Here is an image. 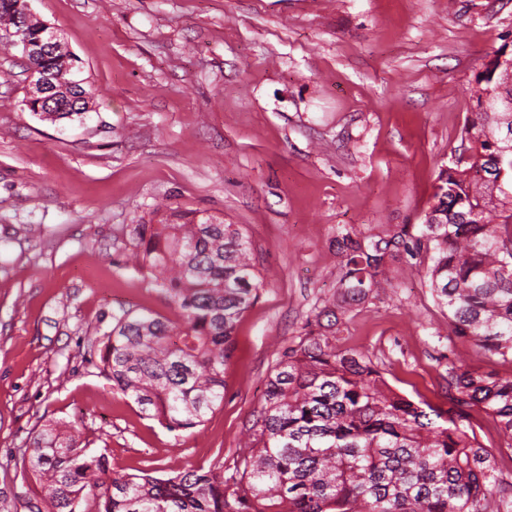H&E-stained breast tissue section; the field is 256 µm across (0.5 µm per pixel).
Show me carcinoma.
Here are the masks:
<instances>
[{"label": "carcinoma", "mask_w": 512, "mask_h": 512, "mask_svg": "<svg viewBox=\"0 0 512 512\" xmlns=\"http://www.w3.org/2000/svg\"><path fill=\"white\" fill-rule=\"evenodd\" d=\"M15 5L0 0L1 29L17 28ZM86 94L59 92L51 121L77 115ZM509 94L504 69L485 65L422 223L338 230L337 297L282 352L230 475L117 472L77 422L49 420L22 458L40 487L33 512H512V481L458 424L475 407L512 449V377L451 361L442 410L394 390L369 354L336 347L337 312L395 291L404 261L425 273L448 335L512 363V112L494 105ZM131 241L134 271L176 319L112 315L99 368L168 431L199 427L224 401L237 325L264 287L252 243L237 224L175 210L133 225Z\"/></svg>", "instance_id": "cac0c4a2"}]
</instances>
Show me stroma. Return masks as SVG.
Wrapping results in <instances>:
<instances>
[{
	"instance_id": "obj_1",
	"label": "stroma",
	"mask_w": 512,
	"mask_h": 512,
	"mask_svg": "<svg viewBox=\"0 0 512 512\" xmlns=\"http://www.w3.org/2000/svg\"><path fill=\"white\" fill-rule=\"evenodd\" d=\"M74 55L91 110L51 123L0 50V512H28L21 457L78 422L113 470L232 467L281 353L336 292L339 227L418 224L470 90L512 41V0H32ZM242 225L265 281L236 329L224 401L170 432L112 390L91 346L120 308L174 310L124 265L130 227L169 210ZM353 303L336 346L447 408L448 360L512 375L449 339L414 268Z\"/></svg>"
}]
</instances>
